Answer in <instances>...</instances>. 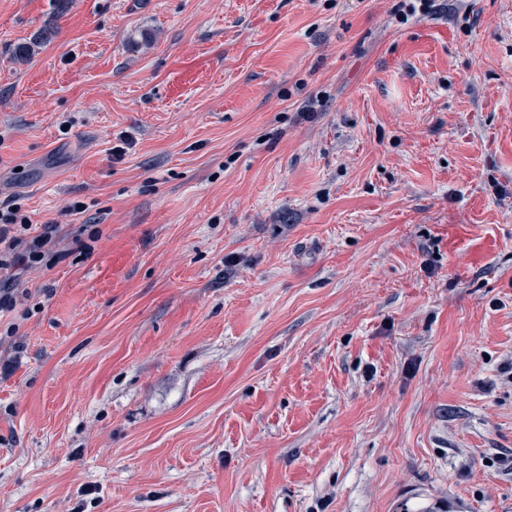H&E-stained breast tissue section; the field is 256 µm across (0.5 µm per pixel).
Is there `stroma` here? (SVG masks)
Here are the masks:
<instances>
[{"instance_id":"stroma-1","label":"stroma","mask_w":512,"mask_h":512,"mask_svg":"<svg viewBox=\"0 0 512 512\" xmlns=\"http://www.w3.org/2000/svg\"><path fill=\"white\" fill-rule=\"evenodd\" d=\"M400 4L0 0V205L66 253L0 512H512V0Z\"/></svg>"}]
</instances>
